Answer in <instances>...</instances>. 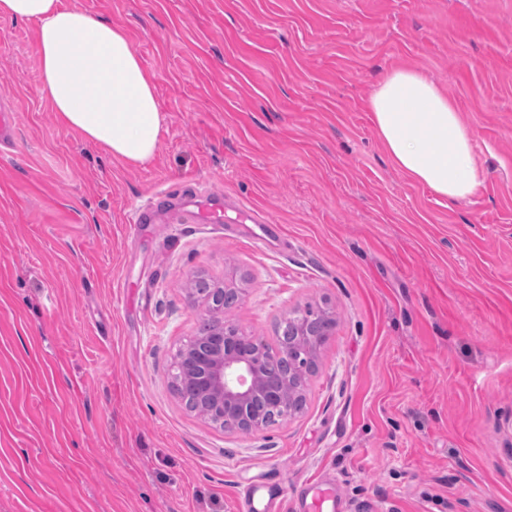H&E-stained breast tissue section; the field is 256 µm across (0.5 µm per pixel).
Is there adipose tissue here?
Here are the masks:
<instances>
[{
	"instance_id": "1",
	"label": "adipose tissue",
	"mask_w": 512,
	"mask_h": 512,
	"mask_svg": "<svg viewBox=\"0 0 512 512\" xmlns=\"http://www.w3.org/2000/svg\"><path fill=\"white\" fill-rule=\"evenodd\" d=\"M0 19L35 22L41 92L67 128L115 159L153 160L165 118L125 29L63 0H0ZM368 110L394 168L448 202L475 195L483 179L473 132L423 72L387 73Z\"/></svg>"
}]
</instances>
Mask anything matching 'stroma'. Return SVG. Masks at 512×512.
<instances>
[{"label":"stroma","mask_w":512,"mask_h":512,"mask_svg":"<svg viewBox=\"0 0 512 512\" xmlns=\"http://www.w3.org/2000/svg\"><path fill=\"white\" fill-rule=\"evenodd\" d=\"M128 33L166 117L145 166L58 121L34 26L0 19V512H236L277 470L288 512H512V0H67ZM473 131L484 183L447 204L396 170L367 99L400 66ZM202 183L250 224L129 222ZM235 273L227 320L274 341L336 318L305 408L229 434L170 385Z\"/></svg>","instance_id":"1"}]
</instances>
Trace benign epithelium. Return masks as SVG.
<instances>
[{"mask_svg":"<svg viewBox=\"0 0 512 512\" xmlns=\"http://www.w3.org/2000/svg\"><path fill=\"white\" fill-rule=\"evenodd\" d=\"M220 293L232 294V300L207 304L216 327L182 344L173 377L179 387L187 386L194 393L193 412L201 418L224 426L226 432L260 433L271 418L296 415L308 375L329 334L310 331L303 315L296 314L289 317L294 340L273 348L224 321V311L239 302L240 289L226 282Z\"/></svg>","mask_w":512,"mask_h":512,"instance_id":"benign-epithelium-1","label":"benign epithelium"}]
</instances>
